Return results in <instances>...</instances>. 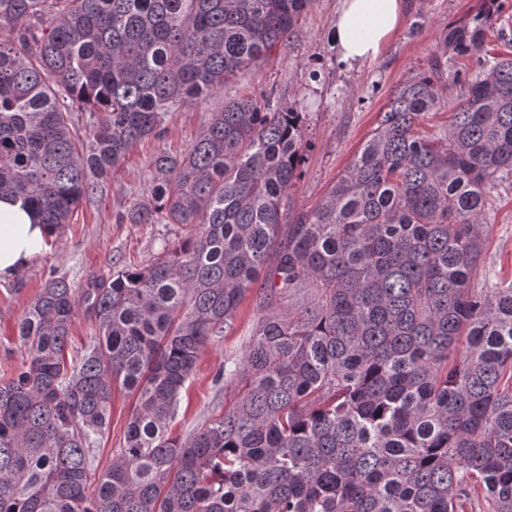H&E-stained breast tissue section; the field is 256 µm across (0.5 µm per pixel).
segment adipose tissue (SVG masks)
<instances>
[{"instance_id":"ef3b65f1","label":"adipose tissue","mask_w":512,"mask_h":512,"mask_svg":"<svg viewBox=\"0 0 512 512\" xmlns=\"http://www.w3.org/2000/svg\"><path fill=\"white\" fill-rule=\"evenodd\" d=\"M406 0H339L329 40L344 64L375 59L399 26ZM56 229L38 223L23 202L0 198V281L17 275L45 250Z\"/></svg>"}]
</instances>
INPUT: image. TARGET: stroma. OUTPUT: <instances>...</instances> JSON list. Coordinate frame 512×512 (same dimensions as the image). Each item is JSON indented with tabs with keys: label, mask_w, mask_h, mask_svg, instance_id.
<instances>
[{
	"label": "stroma",
	"mask_w": 512,
	"mask_h": 512,
	"mask_svg": "<svg viewBox=\"0 0 512 512\" xmlns=\"http://www.w3.org/2000/svg\"><path fill=\"white\" fill-rule=\"evenodd\" d=\"M338 0H313L289 44L245 75L229 82L202 105L170 113L161 139L138 143L124 165L103 181L93 202L76 211L46 251L17 277L0 281V378L20 368L26 359L15 327L31 301L52 277L64 275L81 288L87 275H112L125 262L146 264L163 243L177 241L175 224H120L118 213L142 195L152 176L158 151L179 153L195 140L206 113L219 110L225 99L272 90L282 103L307 115L305 175L292 198L297 207L315 206L334 183L355 151L374 128L393 89L426 68L431 57L446 53L444 35L452 21L467 20L482 9L481 0H408L399 29L372 61L353 66L338 63L329 44V28ZM493 204L484 215L489 226L483 267L492 281H512V181L495 187ZM256 292H248L234 329L204 347L195 371L181 393L173 433L186 435L212 416L231 407L232 389L217 386L213 377L225 357L246 347L261 317ZM129 402L114 391L112 417L99 446L100 468H107L124 438Z\"/></svg>",
	"instance_id": "stroma-1"
}]
</instances>
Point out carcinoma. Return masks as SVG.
Instances as JSON below:
<instances>
[{
    "mask_svg": "<svg viewBox=\"0 0 512 512\" xmlns=\"http://www.w3.org/2000/svg\"><path fill=\"white\" fill-rule=\"evenodd\" d=\"M311 2L0 0V196L70 223ZM491 20L448 28L468 64L434 56L398 84L308 210L292 204L304 113L272 93L224 101L184 152L154 156L150 195L117 223L183 236L79 292L53 277L25 311L28 359L0 380V512H457L479 495L512 512V284L473 286L491 190L512 178V55L484 49ZM444 79L466 93L423 135ZM255 287L270 313L216 377L234 404L173 434L200 350ZM79 311L94 336L73 354ZM117 382L134 404L100 472Z\"/></svg>",
    "mask_w": 512,
    "mask_h": 512,
    "instance_id": "cac0c4a2",
    "label": "carcinoma"
}]
</instances>
